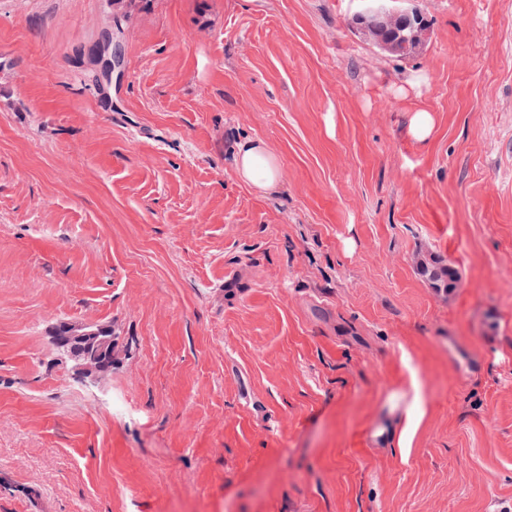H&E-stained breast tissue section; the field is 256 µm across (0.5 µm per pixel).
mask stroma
<instances>
[{"mask_svg": "<svg viewBox=\"0 0 512 512\" xmlns=\"http://www.w3.org/2000/svg\"><path fill=\"white\" fill-rule=\"evenodd\" d=\"M0 512H512V0H0ZM356 20L376 43L384 44V48L396 56H404L411 52L427 29L425 17L417 11H381L379 14H368L366 19L358 16ZM99 42L107 53L109 61V66L101 78V83L104 82L105 84L109 85L112 82V75L114 71L119 69L118 63L121 60V55L116 47L114 35H112V30H104V32L99 36ZM235 164L239 177L259 191L267 192L279 182L277 160L260 142L239 144ZM57 324L53 327L52 341L55 347L67 345L71 342L68 336H99L100 338H107L109 341L105 346L106 352L112 355V331L105 327L97 325H74L68 322L61 323V334L63 336H57L56 334Z\"/></svg>", "mask_w": 512, "mask_h": 512, "instance_id": "1", "label": "stroma"}]
</instances>
